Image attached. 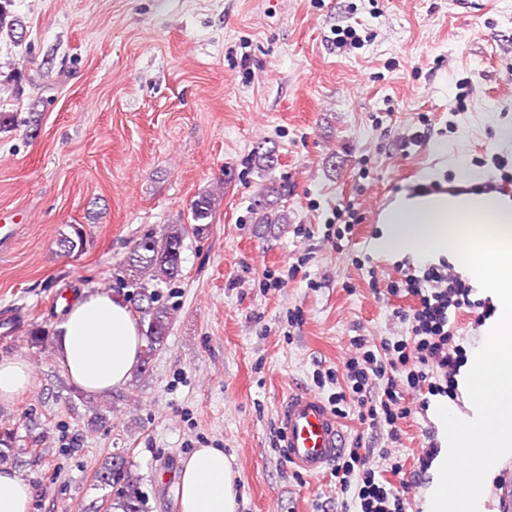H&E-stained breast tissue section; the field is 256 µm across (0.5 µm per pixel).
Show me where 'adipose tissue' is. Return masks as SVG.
<instances>
[{"mask_svg":"<svg viewBox=\"0 0 512 512\" xmlns=\"http://www.w3.org/2000/svg\"><path fill=\"white\" fill-rule=\"evenodd\" d=\"M374 247L428 260L455 255L497 305L471 368V416L439 404L434 418L447 442L434 461L426 512H456L453 475L474 452L512 447V200L497 194L456 198L400 193L381 216ZM144 340L127 305L106 292L82 293L57 326L54 357L71 382L89 394L123 386L138 368ZM238 474L219 448H198L181 461L177 512H237Z\"/></svg>","mask_w":512,"mask_h":512,"instance_id":"ef3b65f1","label":"adipose tissue"}]
</instances>
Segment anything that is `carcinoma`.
<instances>
[{"label": "carcinoma", "mask_w": 512, "mask_h": 512, "mask_svg": "<svg viewBox=\"0 0 512 512\" xmlns=\"http://www.w3.org/2000/svg\"><path fill=\"white\" fill-rule=\"evenodd\" d=\"M13 0H0V41L7 40L19 45L24 41L26 26L12 10ZM38 121L36 110L28 112L21 119L18 114L0 112V129H13L21 125L31 126ZM216 207V198L211 193H202L190 206L191 224H172L161 238L147 233L137 239L128 255L121 262L123 285L132 289V298L147 302L141 308L140 325L145 346L141 370H147V364L163 342L170 324V311L155 303L156 288L176 282L181 277V253L188 232L195 234L205 230L212 223ZM288 216L279 209L277 203L266 198L256 203V223L285 224ZM84 232L73 227L70 236L59 239L58 245L63 251L73 253L83 251ZM18 436L15 429L0 427V466L13 465L26 453V449L16 447ZM141 475L137 466L122 455H116L105 462L96 473L97 487L112 489L110 512H146L145 495L141 490Z\"/></svg>", "instance_id": "1"}]
</instances>
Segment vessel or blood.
Here are the masks:
<instances>
[{
	"mask_svg": "<svg viewBox=\"0 0 512 512\" xmlns=\"http://www.w3.org/2000/svg\"><path fill=\"white\" fill-rule=\"evenodd\" d=\"M279 424L289 463L310 476L320 475L346 446L333 413L318 396L308 392L288 396L280 410Z\"/></svg>",
	"mask_w": 512,
	"mask_h": 512,
	"instance_id": "1",
	"label": "vessel or blood"
}]
</instances>
